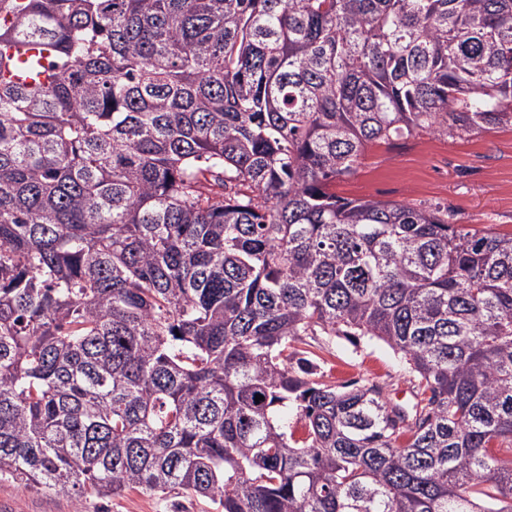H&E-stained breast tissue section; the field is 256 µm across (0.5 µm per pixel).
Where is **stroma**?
Listing matches in <instances>:
<instances>
[{
	"instance_id": "1",
	"label": "stroma",
	"mask_w": 512,
	"mask_h": 512,
	"mask_svg": "<svg viewBox=\"0 0 512 512\" xmlns=\"http://www.w3.org/2000/svg\"><path fill=\"white\" fill-rule=\"evenodd\" d=\"M349 200L396 201L451 210L458 224L512 234V126L461 136L421 135L406 141L375 142L356 172L337 182ZM327 380L339 385L367 380L392 401L410 397L398 357L384 343L340 339L320 351ZM0 512H213L207 499L159 497L130 490L119 497L86 494L77 499L55 490H26L0 480Z\"/></svg>"
}]
</instances>
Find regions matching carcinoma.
I'll return each instance as SVG.
<instances>
[{"label": "carcinoma", "instance_id": "cac0c4a2", "mask_svg": "<svg viewBox=\"0 0 512 512\" xmlns=\"http://www.w3.org/2000/svg\"><path fill=\"white\" fill-rule=\"evenodd\" d=\"M507 124L512 0H0V480L512 512V236L331 191ZM311 341L310 339H307ZM312 342V341H311ZM326 379L337 386L367 380L382 386L394 402L403 403L410 397V383L398 357L384 343L361 340L355 346L348 340L336 339L328 350H319L312 342Z\"/></svg>", "mask_w": 512, "mask_h": 512}]
</instances>
